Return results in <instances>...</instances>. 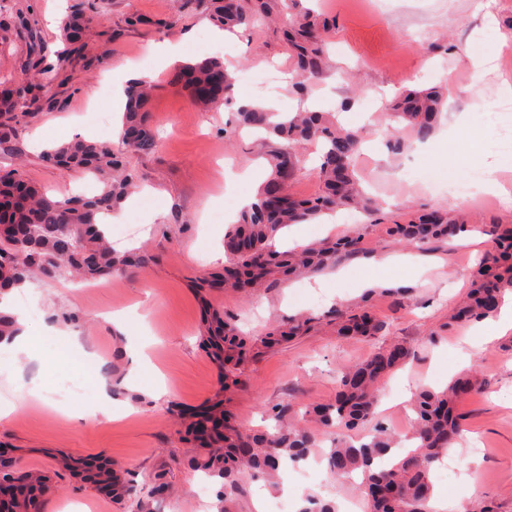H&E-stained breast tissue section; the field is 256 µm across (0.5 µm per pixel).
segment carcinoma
Listing matches in <instances>:
<instances>
[{
    "label": "carcinoma",
    "mask_w": 512,
    "mask_h": 512,
    "mask_svg": "<svg viewBox=\"0 0 512 512\" xmlns=\"http://www.w3.org/2000/svg\"><path fill=\"white\" fill-rule=\"evenodd\" d=\"M177 14L147 18L132 14L126 28L163 31L173 27L179 14L199 6L226 29H248L263 23L265 14L279 5L286 20L283 40L295 61L294 87L305 95L312 85L329 74L325 51L333 21L310 11L293 12L298 0H175ZM0 56L15 51L17 68L0 75V153L17 154L20 131L40 113L63 111L70 95L61 91L68 72L80 67L87 72L104 63L84 40L89 28L104 21L92 0H71L61 28L66 47L53 51L41 35L34 17V0H0ZM178 79L193 100L204 107L224 100L234 87L235 77L219 58L182 66ZM150 85L143 81L127 90V106L118 146L76 139L42 152L40 160L53 167L92 173L104 184L92 198L53 199L37 191L13 171H0V225L10 231L0 235V294L31 281L33 271H54L53 280L77 275L98 280L145 264L144 254L112 249L106 232L97 223L136 187V174L124 162L127 152L149 153L155 140L148 128L147 104ZM445 93L437 88L408 91L391 105L389 118L404 125L420 139L430 136L440 118ZM237 124L263 132L280 141L271 154V174L262 185L256 202L244 208L237 224L224 236V271L198 281L200 291L222 283L235 290L271 291L286 280L324 271L341 262L364 255L361 234L351 232L335 240L317 241L294 251L273 247L279 231L289 224H303L340 207L360 205V189L354 155L360 139L343 127L332 112H299L290 117L261 107L236 112ZM308 145L321 146L319 193L307 199L294 196L290 184L302 173L298 151ZM468 231L440 208L422 210L405 222L386 225L391 242L416 245L429 251H445ZM489 246L465 297L448 318V327H462L493 316L506 294L512 293V224H491ZM340 336L377 341L388 335L389 325L367 304L334 309ZM313 318L301 315L270 325L259 342L264 347L281 345L308 331ZM221 371L224 390L239 383L241 367L250 358L255 342L242 335L235 322L212 312L201 339ZM403 343L376 348L366 359L342 372L334 403L306 410L313 426L294 422L288 404L270 407L277 422L274 432H254L233 422L220 400L204 412H185L186 433L197 451L191 465L216 479L222 486L218 512H232L235 496L249 475L276 477L286 462L294 465L308 459L311 449L330 441L325 452L329 469L340 475L362 473V493L367 512H432V471L448 454L462 433L457 412L464 396L478 384L477 374L468 372L441 391L421 390L415 394L416 415L409 436L410 447L400 456H388L397 441L387 427L377 422L380 388L411 357ZM373 424L370 440L355 444L350 433ZM10 477L24 498L15 512H41V493L49 489L44 473L20 472L12 463L0 461V476ZM100 488L119 489L121 477L105 460L92 476ZM298 512H336L332 501L309 496Z\"/></svg>",
    "instance_id": "obj_1"
}]
</instances>
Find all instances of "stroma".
Returning <instances> with one entry per match:
<instances>
[{
    "instance_id": "stroma-1",
    "label": "stroma",
    "mask_w": 512,
    "mask_h": 512,
    "mask_svg": "<svg viewBox=\"0 0 512 512\" xmlns=\"http://www.w3.org/2000/svg\"><path fill=\"white\" fill-rule=\"evenodd\" d=\"M300 6L323 11L335 22L328 36L332 61L328 77L315 82L308 97L317 109L335 110L355 97L342 113L344 125L357 130L360 145L355 166L364 192L401 222L419 209L442 207L463 223L512 224V200L466 204L449 192L452 163L481 169L501 165L492 149L499 131L512 127V110L501 107L500 83L507 73L488 66L474 77L470 60L476 48L494 46L496 54L512 53V0H299ZM107 24L122 25L129 14L175 12L174 0H103ZM204 10L188 12L171 30L154 33L130 29L118 41L103 36L101 27L87 40L107 59L97 73L75 72L76 87L65 111H47L21 133L22 158L0 154V169L18 168L23 178L45 188L52 197L70 193L94 196L103 185L93 175L44 166L42 147L63 137L73 120L93 140L113 139L107 118L113 117V66L121 63L153 72L149 103L157 148L132 154L128 162L140 178V189L122 202L108 236L116 249H142L147 263L129 273L96 283L33 280L13 290L9 301L21 311L33 306L25 320L35 331L38 353L21 358L7 343L0 345V406L12 412L0 418V451L24 470L51 471L54 456H105L125 471L135 493L117 501L74 481L55 478L44 498V512H134L137 499L164 475L168 492L153 503V512H217L219 483L206 481L188 463L193 450L174 409L200 408L222 398L236 423L246 428L271 426L267 407L277 403L301 407L325 404L336 395V380L347 365L367 357L371 342L338 336L325 319L332 309L362 294L361 274L346 265V274L286 283L270 293L248 297L215 288L199 293L196 282L217 270L212 256L224 244L231 220L228 200L255 196L268 174L270 144L257 134H229L238 99L246 94L269 101L279 112L297 111L300 102L284 77L294 62L281 40L278 24L267 23L233 35L226 46L209 36ZM180 44L182 62L222 57L237 77L231 96L219 106L196 104L176 81L175 65L156 69L148 52L151 43ZM451 83L440 127L427 140L405 136L399 152L387 146L402 129L390 122L387 103L405 89L421 90ZM403 135V134H402ZM360 230L366 251L380 256L409 254L427 271L412 277L408 267L391 276L411 280L400 304L379 293L374 312L390 325L393 339L409 345L413 360L397 371L392 389L382 390L380 419L398 437L412 429L410 398L417 389H439L476 368L484 382L459 405L463 433L449 453L458 476L435 483L446 512H512V332L486 342L478 325L448 329V312L469 285L484 242H457L447 252H425L388 242L383 225L355 226L343 215L330 222L303 225L311 242ZM137 305L138 315L126 331L109 322L112 311ZM239 318L243 331L261 336L276 320L305 313L318 325L288 345L261 350L242 369L241 384L223 390L220 373L199 345L205 310ZM70 319H61V312ZM78 344H71V334ZM118 372H111V364ZM109 397H102V387ZM280 485L264 478L248 480L236 499L238 512H253L260 493L279 501L283 512H296L309 494L332 495L338 502L358 498L357 479L337 481L326 463L300 475L297 468L280 474Z\"/></svg>"
}]
</instances>
